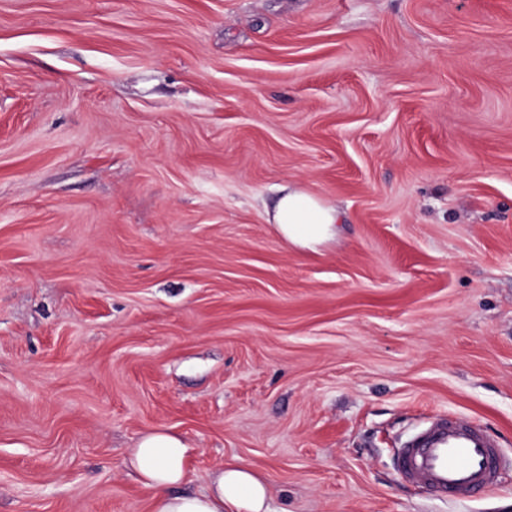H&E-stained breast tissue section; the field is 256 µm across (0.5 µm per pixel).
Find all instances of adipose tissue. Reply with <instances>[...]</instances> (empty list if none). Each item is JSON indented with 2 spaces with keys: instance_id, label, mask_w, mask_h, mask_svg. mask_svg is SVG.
I'll return each instance as SVG.
<instances>
[{
  "instance_id": "adipose-tissue-1",
  "label": "adipose tissue",
  "mask_w": 512,
  "mask_h": 512,
  "mask_svg": "<svg viewBox=\"0 0 512 512\" xmlns=\"http://www.w3.org/2000/svg\"><path fill=\"white\" fill-rule=\"evenodd\" d=\"M339 220L335 207L291 188L279 197L273 224L292 244L313 248L333 234ZM131 465L141 486L151 493L150 512H269V488L249 466L233 462L217 471L209 488L197 494L177 493L189 474V452L182 438L156 430L139 438Z\"/></svg>"
}]
</instances>
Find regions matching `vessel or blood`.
Masks as SVG:
<instances>
[{"mask_svg": "<svg viewBox=\"0 0 512 512\" xmlns=\"http://www.w3.org/2000/svg\"><path fill=\"white\" fill-rule=\"evenodd\" d=\"M395 462L409 484L448 497L482 495L497 488L506 459L482 425L448 414L431 418L410 434Z\"/></svg>", "mask_w": 512, "mask_h": 512, "instance_id": "b4317fda", "label": "vessel or blood"}]
</instances>
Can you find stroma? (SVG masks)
Instances as JSON below:
<instances>
[{
	"label": "stroma",
	"instance_id": "obj_1",
	"mask_svg": "<svg viewBox=\"0 0 512 512\" xmlns=\"http://www.w3.org/2000/svg\"><path fill=\"white\" fill-rule=\"evenodd\" d=\"M439 413L512 458V0H0V512H149L158 427L270 512H512L398 475ZM273 210V224L290 243L304 248H315L328 240L339 220L336 207L289 186Z\"/></svg>",
	"mask_w": 512,
	"mask_h": 512
}]
</instances>
